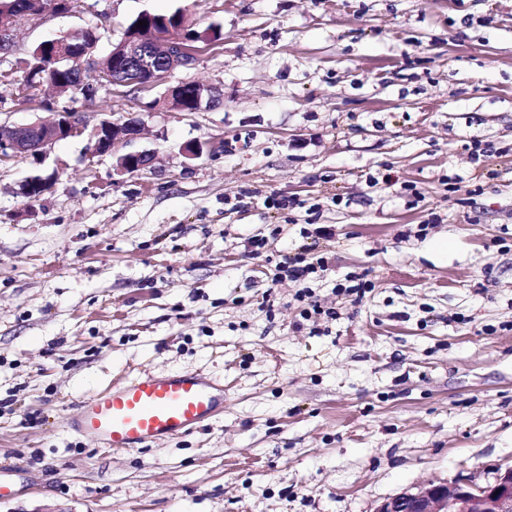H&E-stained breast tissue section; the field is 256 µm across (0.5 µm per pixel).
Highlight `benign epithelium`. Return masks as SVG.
I'll list each match as a JSON object with an SVG mask.
<instances>
[{"instance_id": "obj_1", "label": "benign epithelium", "mask_w": 512, "mask_h": 512, "mask_svg": "<svg viewBox=\"0 0 512 512\" xmlns=\"http://www.w3.org/2000/svg\"><path fill=\"white\" fill-rule=\"evenodd\" d=\"M71 12L69 3L60 0L56 9L46 6L41 0H33L23 11L0 6V52H14V32L23 24L38 20L51 13ZM84 36L83 58L93 63L96 47L95 32L79 28ZM69 34L45 41L40 49L50 53L59 62L69 57ZM144 38L160 43L163 60L144 73L129 79L126 63L130 59L132 45ZM196 41L175 36L174 29L159 31L137 26L123 38L112 44V70L105 71L109 83L114 87H132L137 91L148 90L168 80L177 69H190L196 61ZM224 100L221 86L199 81L179 82L167 87L165 101L179 112H203L214 109ZM142 130V121L133 114L123 120H103L92 132L75 112H58L56 120L34 122L19 126L0 125V160L32 156L44 162L49 152L63 138H78L89 135L93 142L92 154L115 153L118 144L137 137ZM154 156L150 153H126L117 156L115 171L118 174L134 173L150 167ZM375 512H512V465L499 471L494 481L479 485L467 480L435 482L428 481L414 489H405L382 501Z\"/></svg>"}]
</instances>
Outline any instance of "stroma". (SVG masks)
Returning <instances> with one entry per match:
<instances>
[{
    "label": "stroma",
    "mask_w": 512,
    "mask_h": 512,
    "mask_svg": "<svg viewBox=\"0 0 512 512\" xmlns=\"http://www.w3.org/2000/svg\"><path fill=\"white\" fill-rule=\"evenodd\" d=\"M145 10L220 25L170 81L222 85L223 106L0 83L1 124L136 112L117 151L155 155L120 175L82 137L0 162V512H374L493 482L512 464V0H85L17 29L0 70L83 27L104 60ZM196 140L219 147L186 159ZM38 172L57 180L31 201ZM311 245L324 271L282 276ZM142 371L223 380V416L133 450L71 429Z\"/></svg>",
    "instance_id": "1"
}]
</instances>
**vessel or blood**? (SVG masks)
<instances>
[{
    "label": "vessel or blood",
    "instance_id": "1",
    "mask_svg": "<svg viewBox=\"0 0 512 512\" xmlns=\"http://www.w3.org/2000/svg\"><path fill=\"white\" fill-rule=\"evenodd\" d=\"M223 412L224 385L210 376L144 372L84 402L72 427L103 447L131 450L192 432Z\"/></svg>",
    "mask_w": 512,
    "mask_h": 512
}]
</instances>
